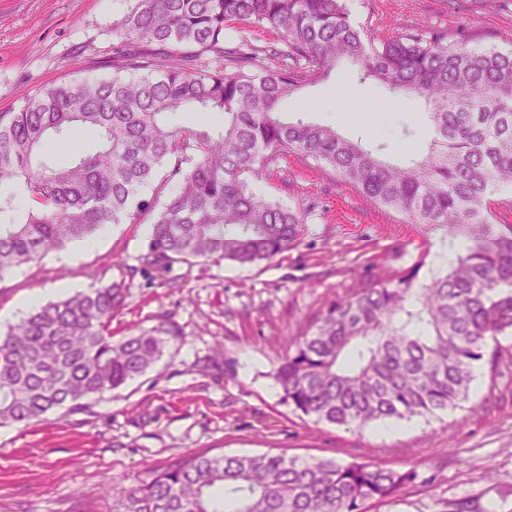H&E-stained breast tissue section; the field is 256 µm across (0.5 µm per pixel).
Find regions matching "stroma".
Here are the masks:
<instances>
[{
  "mask_svg": "<svg viewBox=\"0 0 512 512\" xmlns=\"http://www.w3.org/2000/svg\"><path fill=\"white\" fill-rule=\"evenodd\" d=\"M121 11L115 0H0V112L71 79L75 62L81 77L111 76L121 44L112 22ZM352 19L377 42L439 31L481 49H512V0H352ZM279 109L335 125L354 141L377 139L393 163L423 158L432 138L423 98L360 82L347 63ZM258 188L307 214L296 244L270 260L240 266L193 258L156 277L140 267L150 245L145 219L109 227L0 280V332L35 312L30 297L45 305L119 282L126 297L113 336L164 321L181 333L152 369L90 400L87 410L0 426V512H112L152 471L206 451L417 470L399 497L367 512H452L461 499L483 512H512V335L501 339L496 379L477 373L464 409L438 419L388 420L360 431L316 425L282 403L273 378L311 316L356 275L447 263L463 235L409 223L295 156L272 164Z\"/></svg>",
  "mask_w": 512,
  "mask_h": 512,
  "instance_id": "stroma-1",
  "label": "stroma"
}]
</instances>
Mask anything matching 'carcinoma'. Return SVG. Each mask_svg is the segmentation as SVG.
Segmentation results:
<instances>
[{"instance_id": "obj_1", "label": "carcinoma", "mask_w": 512, "mask_h": 512, "mask_svg": "<svg viewBox=\"0 0 512 512\" xmlns=\"http://www.w3.org/2000/svg\"><path fill=\"white\" fill-rule=\"evenodd\" d=\"M110 78L47 86L0 112V279L51 251L86 242L108 224L152 215L142 268L210 257L240 265L273 258L300 236L305 213L259 195L264 170L293 154L336 173L413 224H445L467 238L446 272L418 283L422 264L328 299L279 358L284 403L314 423L362 429L463 408L477 368L495 379L512 333V225L487 205L512 185V50H477L444 33L376 44L351 20L349 0H124ZM234 21L276 40L231 37ZM348 59L362 80L424 98L429 154L394 166L383 146L329 125L283 120L279 104ZM125 69L143 74L127 77ZM198 116L188 129L172 122ZM222 116L215 134L206 121ZM84 127L93 153L66 165L43 154L48 136ZM168 171L162 204L141 197ZM125 299L118 283L50 302L0 335V425L77 411L144 374L180 338L160 323L112 336ZM415 469L284 454L190 455L131 488L116 512H365L414 484Z\"/></svg>"}]
</instances>
